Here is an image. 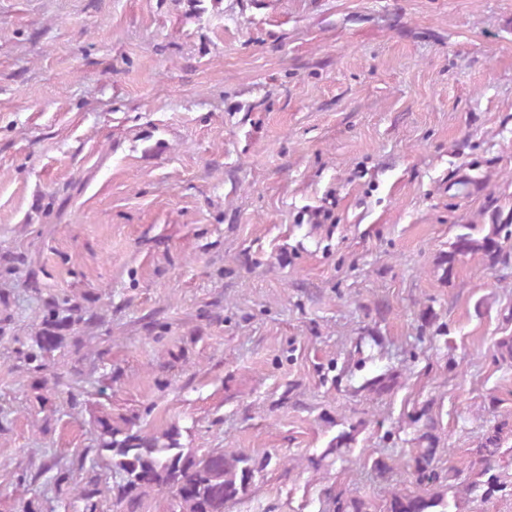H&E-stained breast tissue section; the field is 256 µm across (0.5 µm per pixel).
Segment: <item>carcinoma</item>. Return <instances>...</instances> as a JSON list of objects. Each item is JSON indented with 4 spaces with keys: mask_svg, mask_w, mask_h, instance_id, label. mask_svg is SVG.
<instances>
[{
    "mask_svg": "<svg viewBox=\"0 0 512 512\" xmlns=\"http://www.w3.org/2000/svg\"><path fill=\"white\" fill-rule=\"evenodd\" d=\"M465 232L458 234L448 252L439 257L437 268L442 270L441 279L450 281L455 269L465 257L479 255L487 267L506 264L512 254L504 248L501 232L504 224H465ZM97 319L94 311L68 297L50 298L45 302L40 327L31 337L29 351L24 362L36 371L47 369L54 361L55 352L64 348L70 335L79 327H88ZM399 375L393 370L371 373L349 384L352 393L383 396L398 385ZM98 427V451L109 454L112 470L119 476L116 485L119 500L134 505L137 497L149 490H168L179 500L181 512H225V505L240 499L251 490L255 473L265 466L250 456L237 451L226 452L212 449L200 452L186 448L180 442V433L165 430L158 435H143L130 427L112 425V415L96 418ZM408 426L413 429L404 464L418 489L393 491L386 498L383 512H448V499L440 491L432 490L436 484L446 483L455 487L461 470L448 467L444 473L437 463L441 453V437L438 421L430 405L425 404L408 416ZM507 423H502L488 435L479 459L469 462L472 481L466 490L480 489L486 495H494L504 488L495 470L501 465H512V456L502 450V434ZM358 426L351 424L340 431L329 443L326 453L316 465L329 456L344 460L356 441ZM100 489L91 479L82 488L81 497L87 512H95L94 498ZM334 512H372L371 505L360 497L348 496L343 491L332 495Z\"/></svg>",
    "mask_w": 512,
    "mask_h": 512,
    "instance_id": "obj_1",
    "label": "carcinoma"
}]
</instances>
